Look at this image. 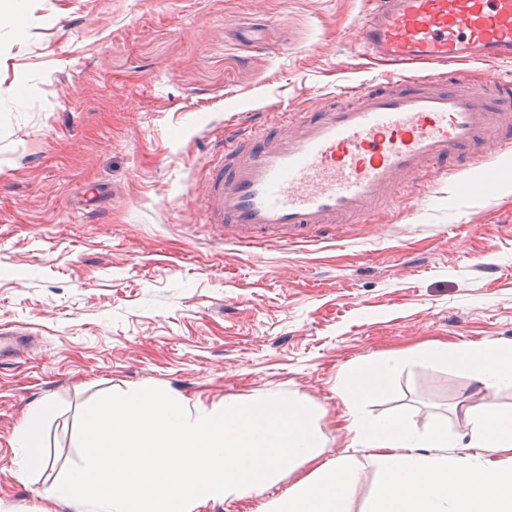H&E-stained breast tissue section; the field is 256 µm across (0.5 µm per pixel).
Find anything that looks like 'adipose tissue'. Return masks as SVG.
<instances>
[{
    "label": "adipose tissue",
    "instance_id": "adipose-tissue-1",
    "mask_svg": "<svg viewBox=\"0 0 512 512\" xmlns=\"http://www.w3.org/2000/svg\"><path fill=\"white\" fill-rule=\"evenodd\" d=\"M454 355L484 388L512 383V351L471 344L449 351L433 344L416 350L418 359L435 362ZM397 364L395 357L352 367L346 377L343 421L354 448L369 449L366 459L337 457L298 481L287 496L270 500L267 512H348L357 472L375 466L379 474L371 512H512V468L500 467L492 457L512 453V413H475L469 445L473 455L449 461L447 430L433 428L416 434L408 421L392 415L371 419L362 402L383 393ZM47 408L31 410L17 431L24 468L43 469Z\"/></svg>",
    "mask_w": 512,
    "mask_h": 512
}]
</instances>
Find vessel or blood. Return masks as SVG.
I'll return each mask as SVG.
<instances>
[{
    "mask_svg": "<svg viewBox=\"0 0 512 512\" xmlns=\"http://www.w3.org/2000/svg\"><path fill=\"white\" fill-rule=\"evenodd\" d=\"M352 36L402 75L390 89L341 90L340 103L288 119L271 139L255 125L225 133L224 167L202 190L225 241H299L313 226L389 205L402 179L479 150L480 182L462 176L457 189L497 193L494 158L512 152V84L492 97L463 66L512 60V0H367Z\"/></svg>",
    "mask_w": 512,
    "mask_h": 512,
    "instance_id": "b4317fda",
    "label": "vessel or blood"
}]
</instances>
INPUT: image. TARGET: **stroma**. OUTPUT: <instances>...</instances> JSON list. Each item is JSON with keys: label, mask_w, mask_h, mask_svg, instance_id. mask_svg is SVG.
Masks as SVG:
<instances>
[{"label": "stroma", "mask_w": 512, "mask_h": 512, "mask_svg": "<svg viewBox=\"0 0 512 512\" xmlns=\"http://www.w3.org/2000/svg\"><path fill=\"white\" fill-rule=\"evenodd\" d=\"M365 0H25L0 23V512H69L42 494L79 461L84 409L157 387L189 410L284 396L313 413L321 460L350 435L354 365L398 358L371 418L446 428L464 457L467 407L512 412V384L477 389L417 346L512 348V160L497 195L451 178L303 241L244 248L205 221L200 191L228 119L276 124L340 87L382 82L350 34ZM48 403L51 469L23 477L16 427ZM200 512H264L309 474Z\"/></svg>", "instance_id": "obj_1"}]
</instances>
